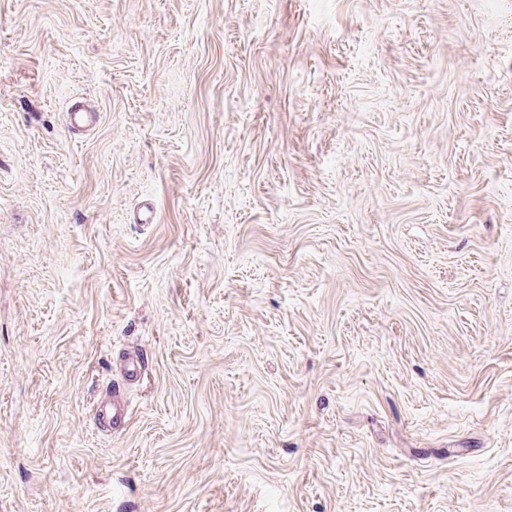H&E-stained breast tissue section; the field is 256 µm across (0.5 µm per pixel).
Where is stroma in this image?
<instances>
[{
    "label": "stroma",
    "instance_id": "1",
    "mask_svg": "<svg viewBox=\"0 0 512 512\" xmlns=\"http://www.w3.org/2000/svg\"><path fill=\"white\" fill-rule=\"evenodd\" d=\"M0 512H512V0H0ZM66 127L73 133H83L91 130L97 121L96 112L88 109H71L65 114ZM128 409L125 402L116 395L104 398L96 407L94 412V423L105 428L108 425L111 429L118 424H125L128 419Z\"/></svg>",
    "mask_w": 512,
    "mask_h": 512
}]
</instances>
